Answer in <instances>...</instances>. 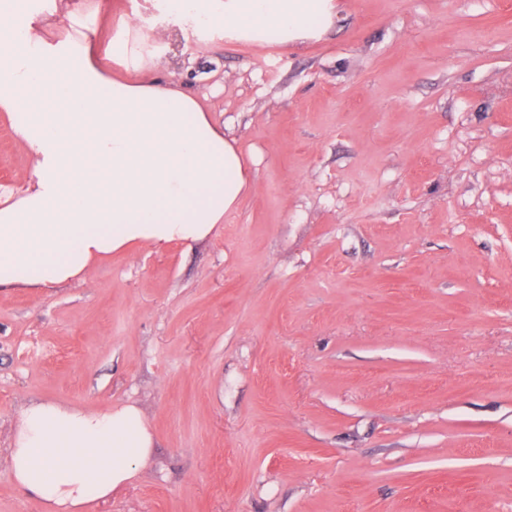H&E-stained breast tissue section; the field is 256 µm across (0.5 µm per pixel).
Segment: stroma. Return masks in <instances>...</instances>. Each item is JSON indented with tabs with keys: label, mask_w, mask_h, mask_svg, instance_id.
<instances>
[{
	"label": "stroma",
	"mask_w": 512,
	"mask_h": 512,
	"mask_svg": "<svg viewBox=\"0 0 512 512\" xmlns=\"http://www.w3.org/2000/svg\"><path fill=\"white\" fill-rule=\"evenodd\" d=\"M253 190L206 240L0 288V512L31 400L138 406L88 512H512V0H337L295 46H158ZM29 166L0 115V191Z\"/></svg>",
	"instance_id": "stroma-1"
}]
</instances>
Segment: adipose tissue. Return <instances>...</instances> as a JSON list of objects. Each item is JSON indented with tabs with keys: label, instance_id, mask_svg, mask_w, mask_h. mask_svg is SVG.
I'll use <instances>...</instances> for the list:
<instances>
[{
	"label": "adipose tissue",
	"instance_id": "ef3b65f1",
	"mask_svg": "<svg viewBox=\"0 0 512 512\" xmlns=\"http://www.w3.org/2000/svg\"><path fill=\"white\" fill-rule=\"evenodd\" d=\"M127 35L94 50L100 0H0V112L29 160L23 191L0 198V287L83 281L118 253L208 238L252 190L236 140L143 55L189 26L288 45L318 39L333 0H147ZM154 436L142 411L38 401L18 415L14 482L45 512H86L131 483Z\"/></svg>",
	"mask_w": 512,
	"mask_h": 512
}]
</instances>
